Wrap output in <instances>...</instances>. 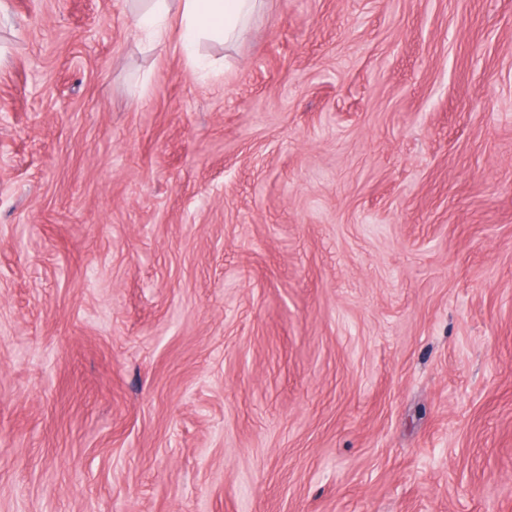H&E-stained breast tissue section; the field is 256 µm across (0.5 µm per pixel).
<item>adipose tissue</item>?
I'll list each match as a JSON object with an SVG mask.
<instances>
[{"instance_id":"obj_1","label":"adipose tissue","mask_w":512,"mask_h":512,"mask_svg":"<svg viewBox=\"0 0 512 512\" xmlns=\"http://www.w3.org/2000/svg\"><path fill=\"white\" fill-rule=\"evenodd\" d=\"M258 0H151L138 17L145 39L154 44L177 34L180 50L189 66L204 69L208 60L199 55L201 40L230 42L244 31Z\"/></svg>"}]
</instances>
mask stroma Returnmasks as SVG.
<instances>
[{
    "label": "stroma",
    "instance_id": "stroma-1",
    "mask_svg": "<svg viewBox=\"0 0 512 512\" xmlns=\"http://www.w3.org/2000/svg\"><path fill=\"white\" fill-rule=\"evenodd\" d=\"M0 0V512H512V0ZM259 0H151L138 16V26L145 39L162 44L170 37V19L178 25V42L189 66L205 69L209 61L199 55L202 39L230 42L245 29Z\"/></svg>",
    "mask_w": 512,
    "mask_h": 512
}]
</instances>
